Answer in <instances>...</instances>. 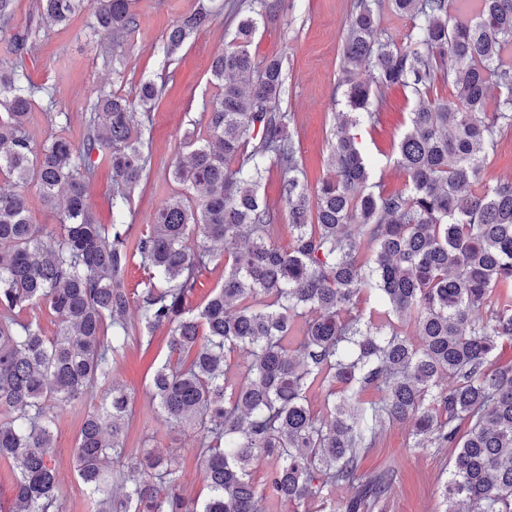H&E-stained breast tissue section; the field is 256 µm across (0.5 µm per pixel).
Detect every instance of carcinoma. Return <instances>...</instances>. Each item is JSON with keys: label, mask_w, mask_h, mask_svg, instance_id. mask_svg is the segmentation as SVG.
Segmentation results:
<instances>
[{"label": "carcinoma", "mask_w": 512, "mask_h": 512, "mask_svg": "<svg viewBox=\"0 0 512 512\" xmlns=\"http://www.w3.org/2000/svg\"><path fill=\"white\" fill-rule=\"evenodd\" d=\"M219 51L220 87L206 135L172 179L185 186L130 241L125 210L148 178L141 128L159 89L135 99L102 91L86 104L79 144L57 135L31 144L25 122L36 94L23 57L40 30L90 10L95 31L127 38L133 0H37L38 27L12 31L13 0H0V39L16 61L0 63V175L37 184L47 204L65 198L60 228L32 224L23 194L0 192V462L15 477L10 512H67L59 488L57 426L96 399L74 446L87 512H374L395 481L363 469L387 426L408 427L411 448H455L442 512H512V181L481 183L498 139L512 131V0H480L465 19L456 0H354L342 33L348 111L333 133L330 177L304 181L288 113L271 103L284 88L283 56L257 67L249 47L253 3ZM388 8L409 17L405 45L383 38ZM216 10L179 17L163 43L175 56ZM441 83L454 101L431 97ZM394 87L418 103L398 145L402 190L370 182L349 128L374 122L372 101ZM140 111H135V108ZM112 170V223L87 205L96 161ZM284 177L291 242L274 243L280 210L259 195L271 170ZM224 282L191 305L204 270L221 258ZM147 277L130 295L126 269ZM168 328L154 371L155 420L193 432L205 494L185 492L183 466L159 451L127 448L131 394L113 379L130 337ZM57 330L47 336L37 318ZM324 390L315 411L309 392ZM264 462V482L255 465ZM350 495L336 500V489Z\"/></svg>", "instance_id": "1"}]
</instances>
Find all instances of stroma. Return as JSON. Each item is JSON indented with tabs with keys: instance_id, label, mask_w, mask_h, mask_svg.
<instances>
[{
	"instance_id": "obj_1",
	"label": "stroma",
	"mask_w": 512,
	"mask_h": 512,
	"mask_svg": "<svg viewBox=\"0 0 512 512\" xmlns=\"http://www.w3.org/2000/svg\"><path fill=\"white\" fill-rule=\"evenodd\" d=\"M199 0H136L138 26L127 39L105 45L95 36L91 12L75 16L67 27L48 30L38 48L24 58L27 78L51 87L58 111L67 113L66 124L51 126L43 111V99H35L27 119L34 145H42L51 133L72 142L84 135L85 105L98 91L134 95L141 80L162 87V96L150 125L142 130L144 150L152 157L147 184L135 191L124 216L133 234L154 220L159 205L178 185L170 174L172 162L186 155L184 135L202 131L211 101L219 92L211 76L215 54L229 41L236 27L233 0L208 29L191 37L182 51L166 58L161 50L171 24L197 8ZM353 0H280L275 12L260 16L250 46L256 63L287 56L286 83L276 104L287 113L289 128L299 143L309 185L328 173V142L344 109L345 75L340 66L342 31ZM415 105L409 89H392L383 96L375 125H363L358 138L365 153L375 159V178L386 189H403L406 175L395 165L396 147L407 115ZM166 330H157L152 342L131 337L125 358L114 371L134 399L138 417L131 430L134 448H160L183 463L189 494L200 493L202 482L194 462L192 432L186 427L156 429L145 424L150 414L148 383L167 354ZM84 418L83 409L66 413L57 430L55 466L69 512H84L85 491L77 479L73 448ZM455 456L451 448H412L405 426L385 429L381 444L364 461L365 470L394 468L396 481L379 512H441L439 491Z\"/></svg>"
}]
</instances>
